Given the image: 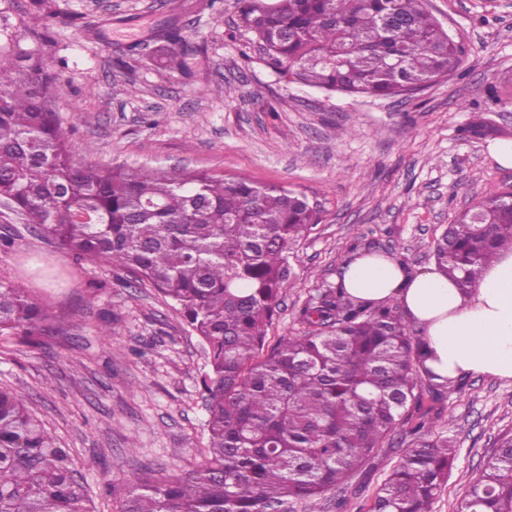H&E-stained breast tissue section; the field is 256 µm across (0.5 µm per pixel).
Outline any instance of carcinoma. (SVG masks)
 <instances>
[{
    "mask_svg": "<svg viewBox=\"0 0 512 512\" xmlns=\"http://www.w3.org/2000/svg\"><path fill=\"white\" fill-rule=\"evenodd\" d=\"M241 26L290 82L403 98L453 76L461 46L425 0H238ZM152 61L183 71L184 42L166 30ZM67 83L43 57L0 45V212L65 253L122 269L169 298L203 342L208 414L202 461L184 476L139 478L121 512H269L349 489L398 428L414 437L368 512H433L455 450L432 436L455 382L425 365V340L395 301L319 288L300 331L268 341L298 243L320 222L307 196L196 171L75 160L51 99ZM477 138L500 131L484 118ZM512 249V187L471 198L433 244L438 270L463 291ZM39 303L0 280V336L35 344ZM70 453L0 389V512H89ZM460 512H512V434L501 437Z\"/></svg>",
    "mask_w": 512,
    "mask_h": 512,
    "instance_id": "cac0c4a2",
    "label": "carcinoma"
}]
</instances>
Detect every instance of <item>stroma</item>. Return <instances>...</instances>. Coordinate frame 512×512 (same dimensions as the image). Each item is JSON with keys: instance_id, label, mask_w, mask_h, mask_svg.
Here are the masks:
<instances>
[{"instance_id": "obj_1", "label": "stroma", "mask_w": 512, "mask_h": 512, "mask_svg": "<svg viewBox=\"0 0 512 512\" xmlns=\"http://www.w3.org/2000/svg\"><path fill=\"white\" fill-rule=\"evenodd\" d=\"M465 48L448 80L407 99L326 93L280 79L237 0H0L9 29L67 81L54 109L76 159L206 171L305 193L322 222L297 248L270 339L297 333L313 289L332 285L354 250L433 266L434 240L472 196L512 186L491 139L462 138L476 116L512 134V0H428ZM174 20L188 68L152 65L155 32ZM0 279L40 299L51 335L30 346L0 336V389L29 406L70 449L89 512H119L145 471L193 468L206 446L205 354L170 300L112 266L64 254L26 225L0 220ZM110 325L111 336L100 334ZM442 411L457 452L433 512H457L497 438L512 432V380L463 377ZM346 512L370 507L411 440L396 435Z\"/></svg>"}]
</instances>
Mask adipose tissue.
<instances>
[{
  "mask_svg": "<svg viewBox=\"0 0 512 512\" xmlns=\"http://www.w3.org/2000/svg\"><path fill=\"white\" fill-rule=\"evenodd\" d=\"M340 272L350 296L401 305L424 336L426 366L439 378L512 380V252L501 253L467 293L433 267L405 277L393 258L378 252L356 254Z\"/></svg>",
  "mask_w": 512,
  "mask_h": 512,
  "instance_id": "adipose-tissue-1",
  "label": "adipose tissue"
}]
</instances>
